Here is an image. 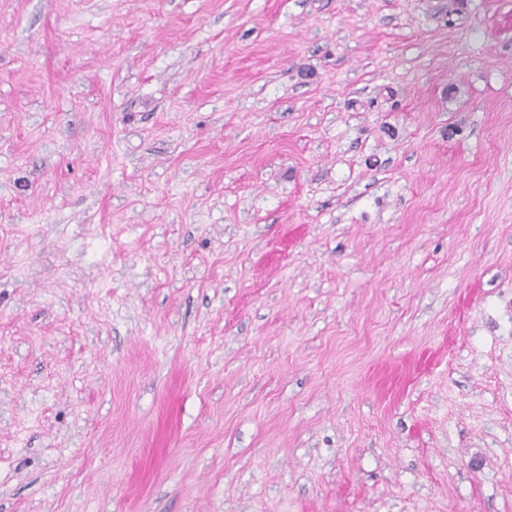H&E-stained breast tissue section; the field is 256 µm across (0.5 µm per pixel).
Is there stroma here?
Wrapping results in <instances>:
<instances>
[{
	"mask_svg": "<svg viewBox=\"0 0 512 512\" xmlns=\"http://www.w3.org/2000/svg\"><path fill=\"white\" fill-rule=\"evenodd\" d=\"M0 512H512V0H0Z\"/></svg>",
	"mask_w": 512,
	"mask_h": 512,
	"instance_id": "35a3bbf8",
	"label": "stroma"
}]
</instances>
